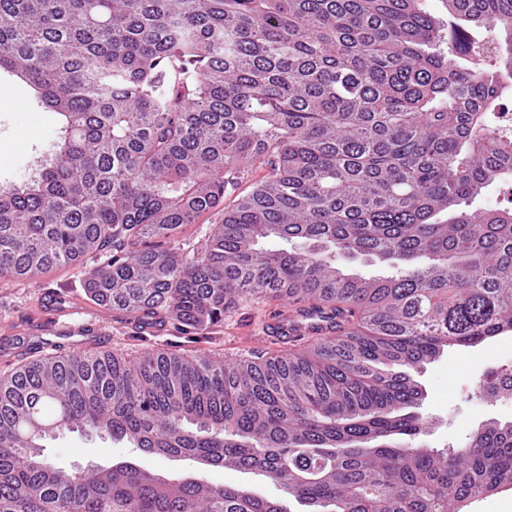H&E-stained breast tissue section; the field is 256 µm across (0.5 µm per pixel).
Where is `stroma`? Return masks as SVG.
<instances>
[{
	"label": "stroma",
	"instance_id": "stroma-1",
	"mask_svg": "<svg viewBox=\"0 0 512 512\" xmlns=\"http://www.w3.org/2000/svg\"><path fill=\"white\" fill-rule=\"evenodd\" d=\"M58 128L55 113L45 111L32 90L19 79L0 75V184L8 185L34 173L45 159ZM93 260L82 268H62L44 279L43 287L29 282L0 284V371L11 368L36 344L61 345L73 351L89 350L101 345L138 354L155 348L183 353H204L232 359L255 350L273 351L265 333L266 323L280 303L270 302L239 308L225 316L206 333L192 335L171 327L146 331L135 327L118 314L88 301L81 284ZM69 291L65 303H57L56 293ZM77 313L79 322L106 325L102 338L64 335L61 324L65 311ZM26 334H19V327ZM503 367L512 368V332L475 348H453L439 360L426 365L417 379L424 391L420 413L433 426L419 435L415 443L425 448L457 447L482 422L493 419L512 422V396L490 400L478 394L476 385L484 374ZM46 455L63 465L93 462L108 466L112 462L135 456V449L124 443L104 442L77 432L60 434L46 441ZM149 463L162 471H202L204 477L219 485L242 486L267 496H277V488L260 477L234 469L200 470L190 460L150 458Z\"/></svg>",
	"mask_w": 512,
	"mask_h": 512
}]
</instances>
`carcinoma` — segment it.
Returning <instances> with one entry per match:
<instances>
[{"label": "carcinoma", "mask_w": 512, "mask_h": 512, "mask_svg": "<svg viewBox=\"0 0 512 512\" xmlns=\"http://www.w3.org/2000/svg\"><path fill=\"white\" fill-rule=\"evenodd\" d=\"M445 6L492 37L456 28L449 57L423 0H0V71L62 117L38 175L0 186V282L90 256L87 300L140 329L281 301L297 333L227 363L29 352L0 374V512H467L512 489V422L412 444L411 372L512 331V207L477 206L512 177V0ZM71 429L280 496L34 448Z\"/></svg>", "instance_id": "cac0c4a2"}]
</instances>
